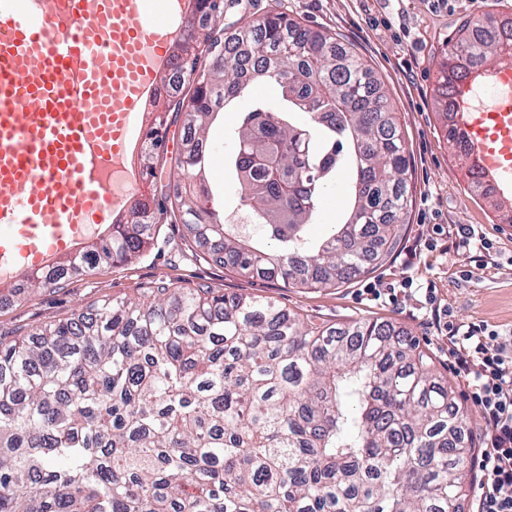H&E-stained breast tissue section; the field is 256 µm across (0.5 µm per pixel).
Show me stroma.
Masks as SVG:
<instances>
[{"label": "stroma", "mask_w": 512, "mask_h": 512, "mask_svg": "<svg viewBox=\"0 0 512 512\" xmlns=\"http://www.w3.org/2000/svg\"><path fill=\"white\" fill-rule=\"evenodd\" d=\"M277 7L315 30L338 34L384 84L397 113L410 156L411 207L395 254L372 273L338 288H285L249 277L214 261L186 253L187 225H161L157 242L130 262L67 277L59 285L26 288L23 277L0 287V341L10 342L30 329L112 298H135L154 282L183 288L208 283L225 294L267 297L318 326L357 320H386L409 331L451 376L448 338L441 333L427 289L448 307L455 325L484 324L496 330L500 345L512 349V220L475 191L467 169L448 141L437 102L439 63L466 22L485 18L512 20V0H261V9ZM270 84L249 87L215 115L207 150L208 208L225 212L244 225L246 237L261 235L249 223L236 194L233 173L224 165L230 135L244 112L256 103L280 102ZM450 225L474 229L494 242L491 254L457 246ZM410 289H402L403 281ZM395 284L397 302L374 298L368 284Z\"/></svg>", "instance_id": "1"}]
</instances>
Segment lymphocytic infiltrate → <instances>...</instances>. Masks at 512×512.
<instances>
[{
  "label": "lymphocytic infiltrate",
  "instance_id": "1",
  "mask_svg": "<svg viewBox=\"0 0 512 512\" xmlns=\"http://www.w3.org/2000/svg\"><path fill=\"white\" fill-rule=\"evenodd\" d=\"M443 328L452 368L470 387L484 427L476 512H512V351L487 326L463 330L448 321Z\"/></svg>",
  "mask_w": 512,
  "mask_h": 512
}]
</instances>
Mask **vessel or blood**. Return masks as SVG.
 <instances>
[{
  "label": "vessel or blood",
  "mask_w": 512,
  "mask_h": 512,
  "mask_svg": "<svg viewBox=\"0 0 512 512\" xmlns=\"http://www.w3.org/2000/svg\"><path fill=\"white\" fill-rule=\"evenodd\" d=\"M0 0V283L71 251L115 209L126 164L175 37L153 0ZM486 183L512 170V100L458 112Z\"/></svg>",
  "instance_id": "obj_1"
}]
</instances>
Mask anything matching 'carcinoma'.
Listing matches in <instances>:
<instances>
[{"instance_id":"cac0c4a2","label":"carcinoma","mask_w":512,"mask_h":512,"mask_svg":"<svg viewBox=\"0 0 512 512\" xmlns=\"http://www.w3.org/2000/svg\"><path fill=\"white\" fill-rule=\"evenodd\" d=\"M220 21L185 50V180L140 224L31 273L55 285L130 261L161 222L193 225L191 255L285 288H332L401 243L410 160L398 117L336 35L256 0H195ZM495 18L466 25L440 63L442 95L470 67L512 58ZM276 85L298 125L258 105L224 159L265 236L242 240L209 197L203 144L221 103ZM144 144L141 175L165 170ZM350 172L338 229L309 237L336 175ZM470 418L413 337L378 321L312 327L248 295L159 281L140 297L0 342V512H462L473 480Z\"/></svg>"}]
</instances>
